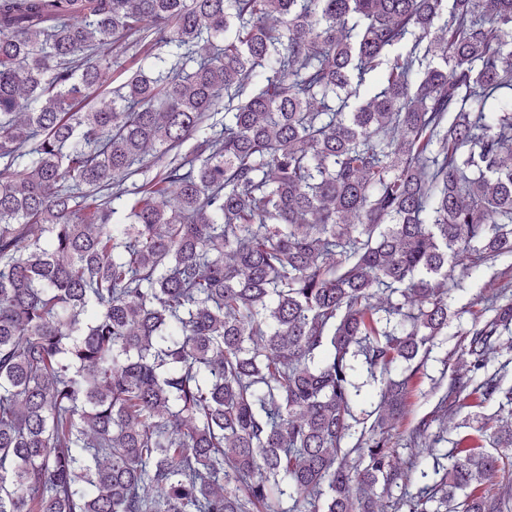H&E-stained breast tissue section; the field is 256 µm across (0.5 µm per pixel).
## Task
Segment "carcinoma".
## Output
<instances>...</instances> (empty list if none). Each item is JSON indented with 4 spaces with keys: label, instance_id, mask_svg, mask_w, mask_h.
<instances>
[{
    "label": "carcinoma",
    "instance_id": "obj_1",
    "mask_svg": "<svg viewBox=\"0 0 512 512\" xmlns=\"http://www.w3.org/2000/svg\"><path fill=\"white\" fill-rule=\"evenodd\" d=\"M147 38L155 76L90 106ZM503 255L512 0H0V512H379L410 482L391 369ZM491 310L445 413L512 407ZM490 439L400 507L509 512ZM357 383L364 385L362 387L361 401L356 409V416L361 423L358 424V428L368 427L374 416H367L372 412L378 404V390L380 387V377L377 375V380H373L365 369H361L358 372ZM363 383V384H362ZM365 418V420H363ZM362 422H365L364 424Z\"/></svg>",
    "mask_w": 512,
    "mask_h": 512
}]
</instances>
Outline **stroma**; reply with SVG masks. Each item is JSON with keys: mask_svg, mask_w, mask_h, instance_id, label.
I'll return each mask as SVG.
<instances>
[{"mask_svg": "<svg viewBox=\"0 0 512 512\" xmlns=\"http://www.w3.org/2000/svg\"><path fill=\"white\" fill-rule=\"evenodd\" d=\"M148 43L142 42L113 50L115 63L101 90L110 95L144 65L149 54ZM448 294V328L427 345V359L410 384L409 414L394 433L392 445L399 465L410 458H419L422 468L448 466L447 455L464 438L479 437L483 448H490L488 437L478 434L481 423L498 427L512 424V415L501 410L498 400L470 401L468 407L440 414L436 411L438 398L454 373L464 371L468 357L465 353L466 332L478 320L487 317L489 299L499 293L512 296V256H502L487 263H476L471 269H456ZM428 420L429 436L438 440L433 450L414 451L406 441L410 429L421 420Z\"/></svg>", "mask_w": 512, "mask_h": 512, "instance_id": "35a3bbf8", "label": "stroma"}]
</instances>
